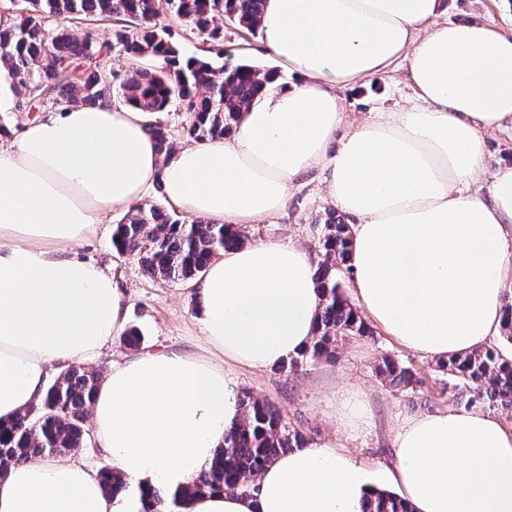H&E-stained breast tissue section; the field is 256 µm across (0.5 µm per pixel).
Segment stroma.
Wrapping results in <instances>:
<instances>
[{"mask_svg": "<svg viewBox=\"0 0 512 512\" xmlns=\"http://www.w3.org/2000/svg\"><path fill=\"white\" fill-rule=\"evenodd\" d=\"M448 20L475 19L512 34V0H445ZM259 36L234 23L224 25L221 63H249L260 68L274 67L273 59L259 54ZM348 120H360L377 109L396 110L410 105L412 89L401 71L372 79L364 86L343 92ZM320 173L303 176L292 189L285 209L278 215L245 229L248 241L289 238L319 252L322 225L333 203L326 197ZM76 255L103 268L125 295L127 324L142 335L139 348L115 341L84 367L108 375L113 364L123 362L135 350H170L209 356L197 301L189 282L151 278L134 256L118 253L112 245L111 225L70 247ZM390 356L417 369L423 380L415 391L392 389L378 376L376 368ZM240 392L275 405L288 428L301 432L309 443L332 437L335 429L336 394L346 388L367 404L369 425L347 438L346 445L359 457L386 462L392 457L394 435L401 418L453 407L448 393V377L439 372L435 360L413 353L383 330L374 336H352L340 343L334 362L303 364L289 372L267 369L236 371Z\"/></svg>", "mask_w": 512, "mask_h": 512, "instance_id": "1", "label": "stroma"}]
</instances>
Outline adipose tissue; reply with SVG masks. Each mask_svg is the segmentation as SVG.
Returning a JSON list of instances; mask_svg holds the SVG:
<instances>
[{"mask_svg":"<svg viewBox=\"0 0 512 512\" xmlns=\"http://www.w3.org/2000/svg\"><path fill=\"white\" fill-rule=\"evenodd\" d=\"M444 0H264L261 49L289 81L241 112L224 139L162 158L146 113L61 107L0 144V426L43 396L52 367L122 335L125 298L66 247L128 213L154 185L214 224H257L317 171L350 216L362 310L404 348L445 360L486 347L512 291V164L479 183L488 134L512 123V36L439 23ZM405 64L410 107L346 120L341 91ZM310 252L290 240L225 251L196 282L214 355L144 352L113 365L91 419L112 468L136 486L188 485L240 416L230 368L262 371L316 329ZM384 471L412 512H512V421L445 409L400 421L384 467L340 437L278 456L251 496L205 493L188 512H363ZM0 512H144L106 494L71 456L12 467Z\"/></svg>","mask_w":512,"mask_h":512,"instance_id":"1","label":"adipose tissue"}]
</instances>
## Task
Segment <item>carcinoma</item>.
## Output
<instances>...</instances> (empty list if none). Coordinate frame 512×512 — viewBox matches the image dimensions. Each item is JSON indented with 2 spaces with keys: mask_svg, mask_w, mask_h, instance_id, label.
<instances>
[{
  "mask_svg": "<svg viewBox=\"0 0 512 512\" xmlns=\"http://www.w3.org/2000/svg\"><path fill=\"white\" fill-rule=\"evenodd\" d=\"M0 0V67L9 74L10 87L20 83L26 97L47 112L60 106H94L118 99L125 105L159 114L176 103L188 114L183 128L189 141L204 142L231 135L240 112L262 94L278 75L249 64L215 68L210 54L220 53L224 41L217 18L234 22L253 34L259 30L263 0ZM167 16L202 39L201 54L184 58L168 26ZM84 21L112 23V41L99 44L74 33ZM123 52L132 67L117 81L112 72V50ZM148 59L152 64L142 65ZM148 134L158 153L167 158L174 142L158 122ZM243 227L197 220L185 224L167 209L137 205L114 226L112 245L134 255L153 278L184 280L199 276L217 254L244 244ZM322 259L315 274L320 297L316 334L297 355L278 365L286 371L301 363L336 358V343L349 336H371L372 329L345 293L342 273L350 271L349 226L331 213L320 238ZM448 375V393L466 409H512V357L496 345L437 363ZM379 373L393 387L406 391L422 383L416 373L392 359H384ZM100 376L80 367L60 373L43 398L0 426V479L11 467L40 457L72 452L82 447ZM242 420L224 438L211 466L199 472L184 490L161 486L139 489L145 512L186 509L191 495L230 492L252 495L255 478L277 456L306 445L302 434L283 423L272 404L246 395L240 399ZM110 495L128 491L112 468L99 470ZM363 512H411L396 493L379 491Z\"/></svg>",
  "mask_w": 512,
  "mask_h": 512,
  "instance_id": "carcinoma-1",
  "label": "carcinoma"
}]
</instances>
